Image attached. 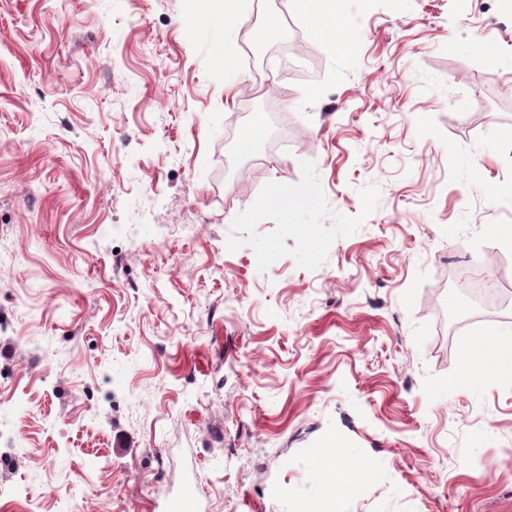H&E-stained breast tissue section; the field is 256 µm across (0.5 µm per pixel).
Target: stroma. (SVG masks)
Returning a JSON list of instances; mask_svg holds the SVG:
<instances>
[{"label":"stroma","mask_w":512,"mask_h":512,"mask_svg":"<svg viewBox=\"0 0 512 512\" xmlns=\"http://www.w3.org/2000/svg\"><path fill=\"white\" fill-rule=\"evenodd\" d=\"M511 143L512 0H0V512H512ZM511 332L508 334H501L499 336H508L506 338H500L498 341L493 343L487 348H482L478 351L479 355L486 361L491 363H498L503 359H507L509 363H512V336Z\"/></svg>","instance_id":"obj_1"}]
</instances>
